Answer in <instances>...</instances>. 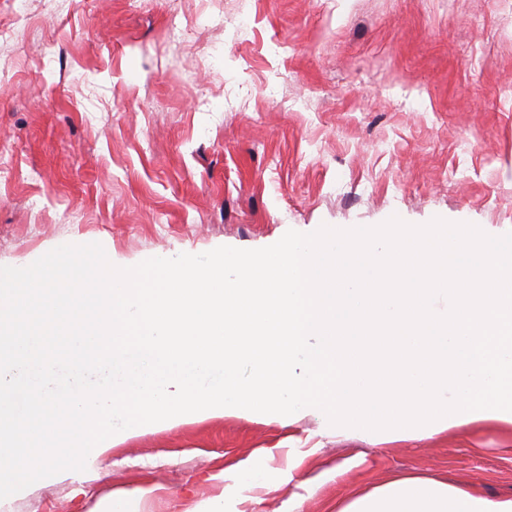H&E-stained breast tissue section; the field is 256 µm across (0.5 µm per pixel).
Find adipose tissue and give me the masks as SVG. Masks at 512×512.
<instances>
[{"label": "adipose tissue", "instance_id": "adipose-tissue-1", "mask_svg": "<svg viewBox=\"0 0 512 512\" xmlns=\"http://www.w3.org/2000/svg\"><path fill=\"white\" fill-rule=\"evenodd\" d=\"M330 512H512V497L490 498L445 478L407 474L337 501Z\"/></svg>", "mask_w": 512, "mask_h": 512}]
</instances>
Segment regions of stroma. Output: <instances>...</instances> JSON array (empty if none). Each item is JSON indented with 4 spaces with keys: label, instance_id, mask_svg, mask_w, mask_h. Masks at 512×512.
Segmentation results:
<instances>
[{
    "label": "stroma",
    "instance_id": "stroma-1",
    "mask_svg": "<svg viewBox=\"0 0 512 512\" xmlns=\"http://www.w3.org/2000/svg\"><path fill=\"white\" fill-rule=\"evenodd\" d=\"M0 39V266L68 243L138 263L288 230L439 217L512 232V0H27ZM190 19L167 36L172 16ZM175 421L0 499V512H328L397 474L512 495V426L372 441ZM317 451L290 463L289 437ZM356 459L335 476L336 464ZM293 469L284 483L280 471ZM263 478L264 474L262 471L247 466L227 469L217 475L218 480L227 483V486L233 488L245 486Z\"/></svg>",
    "mask_w": 512,
    "mask_h": 512
}]
</instances>
